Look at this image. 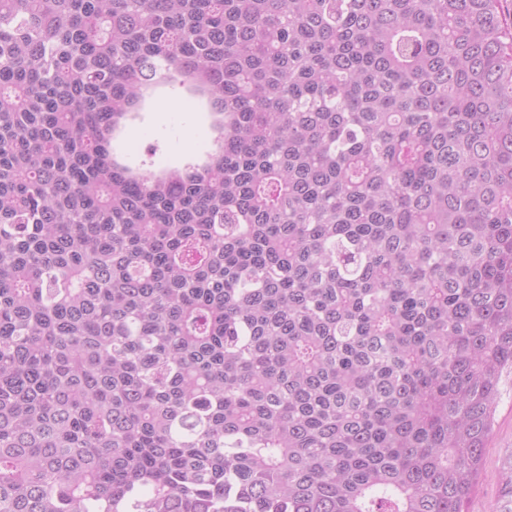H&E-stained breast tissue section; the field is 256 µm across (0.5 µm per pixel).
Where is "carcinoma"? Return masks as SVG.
<instances>
[{
    "label": "carcinoma",
    "instance_id": "obj_1",
    "mask_svg": "<svg viewBox=\"0 0 512 512\" xmlns=\"http://www.w3.org/2000/svg\"><path fill=\"white\" fill-rule=\"evenodd\" d=\"M511 372L508 0H0V512H467ZM153 91L154 87L146 88L145 96L155 99ZM159 98H166L168 104L156 108ZM203 113L197 98L183 91L166 89L130 122L121 138L123 148L132 162L137 165L144 162L154 171L182 165L192 157L202 155L210 146L212 133L209 125L204 124ZM187 125L196 129L190 144L182 137V130Z\"/></svg>",
    "mask_w": 512,
    "mask_h": 512
}]
</instances>
